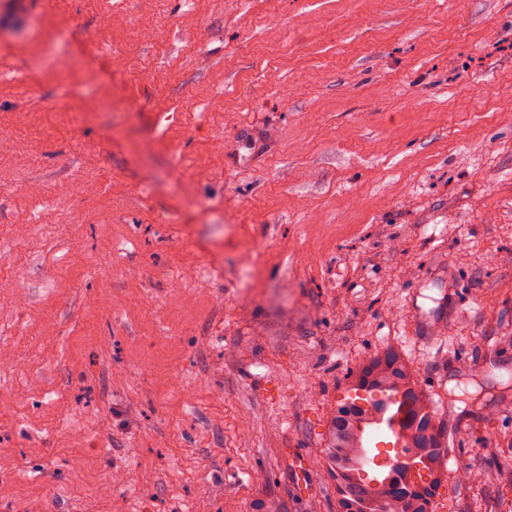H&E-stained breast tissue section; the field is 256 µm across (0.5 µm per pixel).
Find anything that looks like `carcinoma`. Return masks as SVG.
Here are the masks:
<instances>
[{"label": "carcinoma", "mask_w": 512, "mask_h": 512, "mask_svg": "<svg viewBox=\"0 0 512 512\" xmlns=\"http://www.w3.org/2000/svg\"><path fill=\"white\" fill-rule=\"evenodd\" d=\"M351 388L355 397L338 404L326 450L340 512H379L382 507L385 512H431L436 491L448 480V470L443 466L448 448L447 421L395 351L372 359L352 377ZM394 397L404 413L400 447L412 458V465L396 474L395 481L402 486L400 493L380 481L362 497L357 489L365 481L367 434L376 430V418L387 412ZM431 421L434 432L425 438L420 426ZM420 479L429 485L425 494L416 489Z\"/></svg>", "instance_id": "1"}]
</instances>
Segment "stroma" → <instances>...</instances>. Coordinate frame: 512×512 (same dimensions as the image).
Returning a JSON list of instances; mask_svg holds the SVG:
<instances>
[{
    "label": "stroma",
    "mask_w": 512,
    "mask_h": 512,
    "mask_svg": "<svg viewBox=\"0 0 512 512\" xmlns=\"http://www.w3.org/2000/svg\"><path fill=\"white\" fill-rule=\"evenodd\" d=\"M508 84L512 0H29L0 512H338L336 404L389 349L448 419L432 512H512Z\"/></svg>",
    "instance_id": "35a3bbf8"
}]
</instances>
